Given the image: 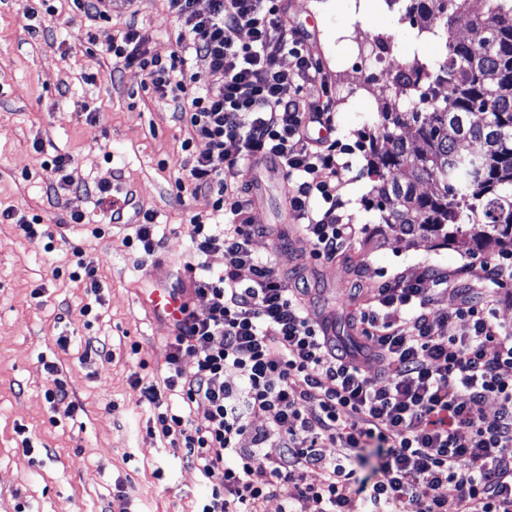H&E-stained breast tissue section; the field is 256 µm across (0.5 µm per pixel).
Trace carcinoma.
<instances>
[{"instance_id": "1", "label": "carcinoma", "mask_w": 512, "mask_h": 512, "mask_svg": "<svg viewBox=\"0 0 512 512\" xmlns=\"http://www.w3.org/2000/svg\"><path fill=\"white\" fill-rule=\"evenodd\" d=\"M461 11L470 17L468 40L452 34ZM405 18L420 31L442 29L446 54L433 67L414 60L394 74V97L368 134L378 187L366 206L404 235H430L468 251L493 243L506 252L512 248V0H405ZM462 141L486 149L462 153ZM399 170L406 171L402 181L393 177ZM424 181L437 192H418ZM465 223L483 226L482 234L463 230Z\"/></svg>"}]
</instances>
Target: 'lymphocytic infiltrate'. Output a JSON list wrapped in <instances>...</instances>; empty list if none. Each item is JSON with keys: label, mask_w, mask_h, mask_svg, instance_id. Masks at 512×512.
<instances>
[{"label": "lymphocytic infiltrate", "mask_w": 512, "mask_h": 512, "mask_svg": "<svg viewBox=\"0 0 512 512\" xmlns=\"http://www.w3.org/2000/svg\"><path fill=\"white\" fill-rule=\"evenodd\" d=\"M168 2L181 24L169 60L151 54L133 26L109 51L115 71H141L155 94L172 97L184 148L207 144L176 185L212 197L209 220L191 219V243L199 256L223 252L224 267L178 286L183 296H207L208 307L197 313L184 297L169 374L140 389L141 402L158 410L162 438L211 485L201 512H261L284 482L296 493L282 512H446L451 502L456 512H512V332L499 320L512 264L486 259L488 286L461 294L448 317L432 314L423 278L382 283L359 316L365 344L342 350L329 321L311 316L305 289L289 287L273 257L254 252L248 189L233 172L248 160L283 173L311 257L335 258L355 236L331 183L345 148L308 133L310 124H332L334 99L306 37L279 0H211L204 14L195 0ZM283 56L291 68L280 66ZM316 83L321 99L301 98ZM452 317L466 322L464 336L444 332ZM229 371L236 384L225 380ZM166 390L181 399L178 411L162 410ZM484 400L496 404L493 418L477 411ZM258 417L280 432L278 455L264 453ZM245 437L250 447H241Z\"/></svg>", "instance_id": "f902f5d3"}]
</instances>
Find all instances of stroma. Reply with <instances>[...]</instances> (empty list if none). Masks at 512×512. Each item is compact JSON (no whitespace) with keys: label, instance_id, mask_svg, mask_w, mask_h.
<instances>
[{"label":"stroma","instance_id":"stroma-1","mask_svg":"<svg viewBox=\"0 0 512 512\" xmlns=\"http://www.w3.org/2000/svg\"><path fill=\"white\" fill-rule=\"evenodd\" d=\"M282 5L289 23L308 33L334 97L333 135L349 149L340 193L356 235L335 260L313 259L288 209L282 173L242 160L236 179L251 189L255 225L268 229L255 237L254 251L275 253L279 278L311 288L312 314L335 320L343 342L360 340L353 314L394 277H415L427 266L456 273L458 287L484 285L483 261L499 256V248L471 254L404 236L364 206L376 183L363 135L394 95L390 77L416 58L441 61L445 35L419 33L400 4L385 14L356 8L355 0ZM24 6L0 0V209L39 214L48 232L25 237L0 223V512H197L204 479L161 442L154 410L141 404L134 380L158 384L168 374L173 326L145 308L142 296L170 287L193 260L190 220L208 214L212 199L178 194L175 181L188 153L204 152L206 143L183 150L174 103L144 90L141 73H114L108 52L132 24L148 35L152 53L169 57L180 24L167 0H112L107 21L88 19L74 0H56V14L34 25ZM378 34L392 41L368 74L356 62L355 40ZM87 104L96 109L90 120ZM57 154L71 158L72 188L60 194L43 166ZM113 178L135 208L155 213L163 239L156 256L125 247L134 227L110 223L108 198L90 193ZM72 213L84 214L86 223H68ZM80 252L99 267V302L88 317L80 314L84 288L69 277ZM134 343L139 353H132ZM90 345L97 355L85 356ZM50 364L65 383L66 401L45 398Z\"/></svg>","mask_w":512,"mask_h":512}]
</instances>
